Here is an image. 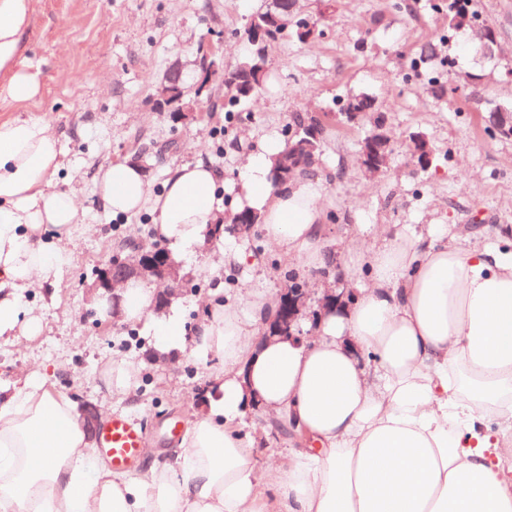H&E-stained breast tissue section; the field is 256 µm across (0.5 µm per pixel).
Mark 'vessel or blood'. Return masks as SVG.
Here are the masks:
<instances>
[{"mask_svg": "<svg viewBox=\"0 0 512 512\" xmlns=\"http://www.w3.org/2000/svg\"><path fill=\"white\" fill-rule=\"evenodd\" d=\"M94 445L113 469L128 471L144 452L145 429L142 422L115 412L99 428Z\"/></svg>", "mask_w": 512, "mask_h": 512, "instance_id": "obj_1", "label": "vessel or blood"}]
</instances>
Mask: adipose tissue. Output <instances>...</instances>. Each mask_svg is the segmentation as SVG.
Masks as SVG:
<instances>
[{
  "label": "adipose tissue",
  "instance_id": "obj_1",
  "mask_svg": "<svg viewBox=\"0 0 512 512\" xmlns=\"http://www.w3.org/2000/svg\"><path fill=\"white\" fill-rule=\"evenodd\" d=\"M33 2L0 0V101L39 92L18 62ZM282 149L274 137L261 143L239 207L303 277L329 264L327 227L305 177L275 184ZM61 165L46 123L0 120V335L38 331L15 289L49 278L83 221L75 196L50 185ZM218 181L201 161L176 168L157 195L131 161L96 175L109 213L153 210L157 239L182 249L221 237ZM344 255L367 284L322 312L312 340L260 337L277 309L261 293L249 294L246 316L209 303L189 334L178 316L160 322L166 346L210 360V410L174 462L137 479L94 456L68 398L35 384L0 388V512H512V250L463 244L435 224ZM118 294L128 322L156 304L139 279ZM256 406L309 447L259 467L237 424Z\"/></svg>",
  "mask_w": 512,
  "mask_h": 512
}]
</instances>
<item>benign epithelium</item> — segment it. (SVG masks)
<instances>
[{"instance_id": "obj_1", "label": "benign epithelium", "mask_w": 512, "mask_h": 512, "mask_svg": "<svg viewBox=\"0 0 512 512\" xmlns=\"http://www.w3.org/2000/svg\"><path fill=\"white\" fill-rule=\"evenodd\" d=\"M287 22L278 14L270 12L265 17V24L256 25L250 29V41L255 46V54H265V47L272 39L271 32L284 27ZM182 72L174 65L167 73L164 82L158 89L159 100L178 115L191 112V108L183 103L181 88ZM497 123L494 134L503 138H512V110L504 105L497 106L495 113ZM312 134L300 135L297 131L288 133V141L294 142L290 153L282 162L281 179H286L296 171H303L304 165L311 152ZM390 140L384 134H376L368 138L362 149V165L366 171L376 173L383 167L387 158L386 150ZM411 153L418 166L428 169L431 165V151L427 142L416 139L412 142ZM144 281H160L166 284L158 295L157 310H163L172 296L182 291L186 279L182 274L181 265L177 263L168 251L159 248L140 252L132 261L111 262L103 269L94 283L95 288L113 290L115 286L130 278ZM308 289L287 288L280 295L275 317L266 324L264 337L293 335V326L306 306ZM83 425L89 436H95L100 421V413L96 405L86 402L81 407Z\"/></svg>"}]
</instances>
